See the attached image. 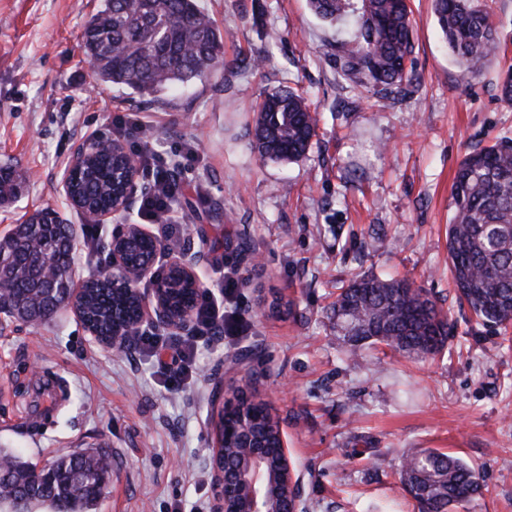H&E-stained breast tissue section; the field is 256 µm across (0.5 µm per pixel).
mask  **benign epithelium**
I'll use <instances>...</instances> for the list:
<instances>
[{
	"instance_id": "benign-epithelium-1",
	"label": "benign epithelium",
	"mask_w": 512,
	"mask_h": 512,
	"mask_svg": "<svg viewBox=\"0 0 512 512\" xmlns=\"http://www.w3.org/2000/svg\"><path fill=\"white\" fill-rule=\"evenodd\" d=\"M109 149L121 156L125 177L120 192L112 197V207L102 209L82 205L73 200L71 180L73 174L83 163L103 149ZM139 176V167L135 158L125 146L116 140L110 142L99 137H92L79 144L64 171L62 180L65 195L70 203L85 216L97 224L104 223L112 215L128 208L135 181ZM138 237L150 238L152 234L140 225L124 227L112 234L108 244L112 256V282L122 288L127 284L146 282L149 287L141 291L140 315L132 326H114L104 332L87 319L81 306L82 289H77L72 297L56 308V311L68 310L84 324L90 341L112 351L125 352L133 349L138 337L147 328H163L187 332L192 327L194 310L191 308L175 309L166 296V289L160 284L156 265L160 258V245L149 255L137 260L129 257V233ZM200 254L186 251L170 261L167 267L177 270L179 277L188 284L198 287L200 281L196 268ZM236 427L224 423L221 434L216 436V448L212 449L210 458L211 480L216 494L214 512H303L301 503V480L294 476L288 462V448L281 447L280 460L283 466L281 474L286 480L287 494L284 503L274 504L269 493L273 476L269 469V460L263 450L245 445L240 449L242 462L233 467L232 474H227L224 465V450L221 449L222 436L233 434Z\"/></svg>"
}]
</instances>
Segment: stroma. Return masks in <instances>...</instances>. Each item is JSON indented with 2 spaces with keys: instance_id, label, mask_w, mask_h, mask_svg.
Instances as JSON below:
<instances>
[{
  "instance_id": "obj_1",
  "label": "stroma",
  "mask_w": 512,
  "mask_h": 512,
  "mask_svg": "<svg viewBox=\"0 0 512 512\" xmlns=\"http://www.w3.org/2000/svg\"><path fill=\"white\" fill-rule=\"evenodd\" d=\"M200 3L224 35L223 72L142 98L100 83L84 53L82 27L102 0H0V165L26 175L0 204V237L45 208L83 225L62 173L79 142L119 138L112 117L132 116L180 172L186 237L197 250L212 245L197 268L203 286L237 270L226 308L246 326L226 337L159 329L155 350L128 354L92 345L69 312L36 326L0 313V448L38 465L106 452L112 481L93 512H211L210 375L228 392L252 375L303 477L305 512H417L398 468L430 448L479 470L483 495L467 512H512V327L470 322L448 274L457 166L512 139V102L500 91L512 0H488L500 52L477 75L453 60L432 0H410L415 81L381 108L341 75L336 30L309 0ZM241 54L261 66L237 73ZM284 87L319 113L311 149L293 162L252 145L259 102ZM121 224L157 230L135 205L111 216L97 254L75 250L77 277L106 265ZM243 238L262 265L240 260ZM354 271L406 275L425 289L448 314L446 350L414 361L378 344L351 360L327 306ZM246 346L261 349V362L230 364Z\"/></svg>"
}]
</instances>
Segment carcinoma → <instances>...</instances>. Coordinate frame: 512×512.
<instances>
[{
  "label": "carcinoma",
  "instance_id": "obj_1",
  "mask_svg": "<svg viewBox=\"0 0 512 512\" xmlns=\"http://www.w3.org/2000/svg\"><path fill=\"white\" fill-rule=\"evenodd\" d=\"M320 18H351L356 31L343 46L344 77L363 86L379 103L413 80V27L409 0H310ZM433 12L455 61L478 74L499 43L487 5L481 0H433ZM86 56L102 82L124 85L140 97H154L175 84L205 82L224 68L223 40L198 0H103L84 23ZM316 118L303 93L283 88L260 102L253 144L269 160H296L311 147ZM112 160L98 157L79 173L73 193L97 207L112 204ZM22 175L0 166V201L16 196ZM448 265L460 302L482 324H512V141L501 139L464 156L451 187ZM71 227L46 208L0 239V312L36 325L52 317L56 304L76 288L69 248ZM49 266L52 278L34 270ZM83 308L104 325L124 322L140 301L137 288L112 294V274L92 273L84 284ZM352 353L384 344L418 357L435 356L448 340V317L435 300L406 277L354 274L330 306ZM279 422L266 414L253 427L265 448L279 443ZM108 455L64 454L36 475L32 466L0 450V506L9 512H88L105 491L101 476ZM401 482L428 512H452L482 494L480 473L462 458L439 450L407 456Z\"/></svg>",
  "mask_w": 512,
  "mask_h": 512
}]
</instances>
